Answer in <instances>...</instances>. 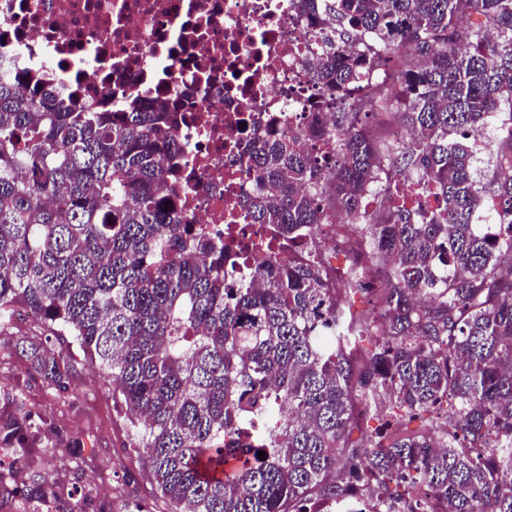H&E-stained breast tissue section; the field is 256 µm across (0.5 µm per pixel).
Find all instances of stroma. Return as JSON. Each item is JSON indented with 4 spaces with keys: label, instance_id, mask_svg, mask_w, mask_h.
Instances as JSON below:
<instances>
[{
    "label": "stroma",
    "instance_id": "1",
    "mask_svg": "<svg viewBox=\"0 0 512 512\" xmlns=\"http://www.w3.org/2000/svg\"><path fill=\"white\" fill-rule=\"evenodd\" d=\"M44 320L18 311L9 329L0 332V389L23 392L30 412L51 419L54 424L94 445L95 453L83 465V483L112 504V512H129L131 502L144 512H167V504L156 496L140 455L128 438L129 421L120 398L101 373L94 371L77 346L66 347L75 371L65 392L41 382L27 362L11 349L19 337L49 335Z\"/></svg>",
    "mask_w": 512,
    "mask_h": 512
}]
</instances>
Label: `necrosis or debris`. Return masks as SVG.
Instances as JSON below:
<instances>
[{
    "label": "necrosis or debris",
    "instance_id": "obj_1",
    "mask_svg": "<svg viewBox=\"0 0 512 512\" xmlns=\"http://www.w3.org/2000/svg\"><path fill=\"white\" fill-rule=\"evenodd\" d=\"M315 40L299 0H0V74L25 70L91 106L128 98L180 113L192 224L259 255L252 144L303 134L316 112Z\"/></svg>",
    "mask_w": 512,
    "mask_h": 512
}]
</instances>
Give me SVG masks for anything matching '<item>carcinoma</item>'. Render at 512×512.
I'll use <instances>...</instances> for the list:
<instances>
[{
	"label": "carcinoma",
	"mask_w": 512,
	"mask_h": 512,
	"mask_svg": "<svg viewBox=\"0 0 512 512\" xmlns=\"http://www.w3.org/2000/svg\"><path fill=\"white\" fill-rule=\"evenodd\" d=\"M305 65L329 125L262 139L247 158L253 219L288 244L238 274L179 203L183 147L161 104L77 105L0 79V329L25 308L52 335L14 352L67 388L69 339L122 398L168 512H512V0H300ZM379 114L410 139L381 145ZM500 119L492 180L470 135ZM412 172L440 198L379 212L337 268L322 226L356 221ZM393 419L351 439L358 401ZM0 508L112 512L86 489L94 448L0 392ZM73 464L61 485L48 451ZM264 451V458L258 452Z\"/></svg>",
	"instance_id": "carcinoma-1"
}]
</instances>
